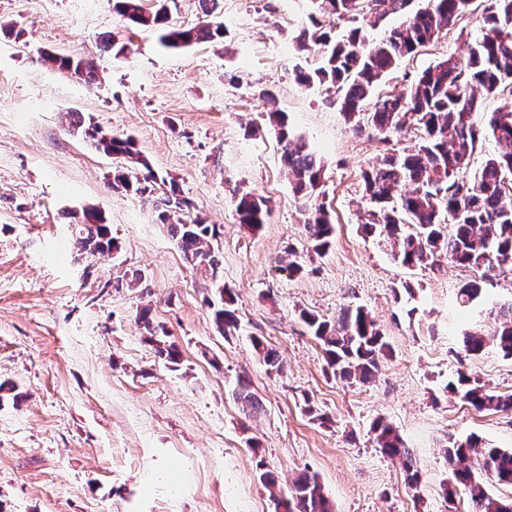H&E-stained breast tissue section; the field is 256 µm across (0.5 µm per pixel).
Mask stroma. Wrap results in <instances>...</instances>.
<instances>
[{
    "label": "stroma",
    "mask_w": 512,
    "mask_h": 512,
    "mask_svg": "<svg viewBox=\"0 0 512 512\" xmlns=\"http://www.w3.org/2000/svg\"><path fill=\"white\" fill-rule=\"evenodd\" d=\"M484 7L475 0L377 94L464 56ZM312 11V0H219L223 40L171 51L110 0H0V22L22 32L0 31V512H273L260 474L273 472L285 491L303 470L318 474L335 512H469L445 448L471 434L512 448V413L476 411L447 391L464 371L512 393V357L492 341L476 356L463 345L469 330L492 331L494 307L512 302V273L445 256L408 268L384 236L364 232V170L418 135L410 127L386 143L356 133L325 88L297 81V70L321 63L318 50L293 48ZM105 37L124 55L103 48ZM45 50L94 57L99 84L41 64ZM261 88L323 161L311 202L332 217L327 253L306 239V202L288 181ZM73 111L134 136L152 169L175 178L191 215L217 225L239 318L232 334L218 333L207 280L151 202L113 189L115 159L70 134ZM238 189L267 198L259 231L239 224ZM89 207L110 224L117 252L76 247L74 216ZM473 281L481 297L459 306V288ZM350 305L372 313L391 349L366 384L327 371L299 316L332 322ZM145 308L178 347V367L146 341ZM255 336L279 351L281 370L259 360ZM240 377L259 412L236 400ZM378 419L412 450L418 489L380 453Z\"/></svg>",
    "instance_id": "35a3bbf8"
}]
</instances>
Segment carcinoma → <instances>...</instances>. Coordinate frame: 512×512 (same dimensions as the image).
I'll return each instance as SVG.
<instances>
[{"instance_id": "carcinoma-1", "label": "carcinoma", "mask_w": 512, "mask_h": 512, "mask_svg": "<svg viewBox=\"0 0 512 512\" xmlns=\"http://www.w3.org/2000/svg\"><path fill=\"white\" fill-rule=\"evenodd\" d=\"M473 0H426L425 6L410 9L411 0H315V15L297 36L301 51L313 46L321 53V64L313 70L301 69L296 78L313 86L335 88L332 103L346 115L357 130L370 129L388 138L412 123L420 131L418 143L410 150H393L363 172L364 191L375 207L366 214L364 231L379 232L394 241V258L404 266L424 267L444 251L448 258L465 266L496 265L512 271V0H490L482 16L479 35L469 45L464 59H442L418 74L406 91L378 98L372 109L365 105L378 83L400 62L458 23L470 11ZM204 20L191 27L174 26L166 4L152 14H144L138 0H113V9L131 24L159 31L161 45L169 49L194 43L219 41L224 24L217 20L216 0H199ZM404 14L403 22L378 42L366 43L365 30L394 13ZM332 15L349 24V30L335 38L320 20ZM45 65L71 70L88 86L99 82L91 58L64 56L46 51L40 57ZM502 95L498 111L476 120V93ZM270 123L283 147V161L296 193L315 196L323 168L317 156L288 129L286 113H269ZM69 131L92 142L106 155L125 157L115 168L112 187L152 199L157 219L168 228L185 258L210 272L215 298L208 301L217 330L231 334L238 316L224 300L218 280L221 265L220 232L199 216L185 219L189 202L181 197L176 181L155 173L142 157L135 138L112 136L81 112L69 116ZM491 137L498 150L480 170L470 173L471 160L480 141ZM239 223L256 231L265 223L268 205L264 197L245 192L236 197ZM308 240L317 253L332 243L334 225L321 206L312 207L306 218ZM416 227L408 233L406 225ZM451 232L444 233V227ZM79 247L90 254L117 250L109 225L93 211L82 213ZM492 339L504 356L512 357V303L499 308ZM301 318L322 342L326 366L342 380L367 382L380 359L390 351L377 323L363 307L347 308L336 326L308 312ZM138 323L155 345L158 356L177 364V347L164 340L166 331L153 322L149 311L138 315ZM471 355L483 352L487 338L474 329L463 336ZM252 344L259 357L271 368H279L278 351L264 338ZM448 392L458 393L477 411L512 412V394H498L480 385L463 371L448 382ZM244 411L260 409L249 391V384L238 380L234 389ZM373 431L381 452L403 463L408 485L416 489L420 474L411 450L391 425L378 420ZM455 482L463 487L473 512H512V500L491 494L484 482L463 462L477 456L479 469L502 485H512V448L489 447L470 435L455 440L445 449ZM276 512H333L317 474L303 471L292 483L289 494H271Z\"/></svg>"}]
</instances>
